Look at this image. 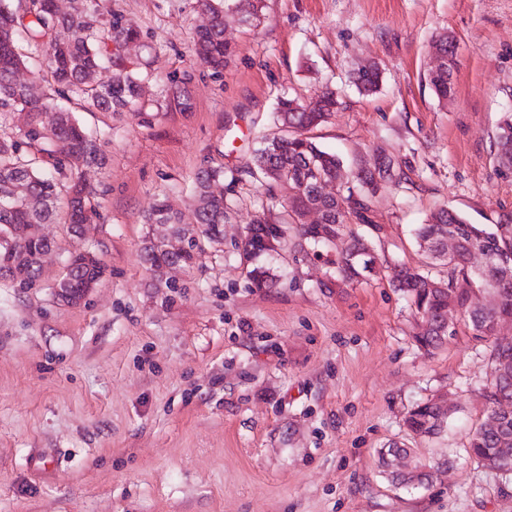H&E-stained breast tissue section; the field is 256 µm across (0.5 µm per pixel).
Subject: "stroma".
I'll return each instance as SVG.
<instances>
[{
  "label": "stroma",
  "mask_w": 512,
  "mask_h": 512,
  "mask_svg": "<svg viewBox=\"0 0 512 512\" xmlns=\"http://www.w3.org/2000/svg\"><path fill=\"white\" fill-rule=\"evenodd\" d=\"M106 4L138 25L123 54L150 78L129 112L67 101L106 157L78 171L99 217L76 238L58 214L41 228L54 246L39 280L0 279V512H512V475L469 455L490 410L491 343L459 315L455 336L421 348L422 317L390 284L397 265L447 279L414 238L431 213L489 224L512 211V177L493 164L512 113V0H262L258 20L226 13L234 55L219 76L194 55L208 20L197 0ZM442 33L456 41L445 101L426 80ZM369 64L382 82L363 94L352 74ZM325 87L340 104L311 138L348 172L395 158L397 178L369 223L344 225L328 247H286L276 284L253 287L242 231L264 206L289 218L284 187L246 168L278 97L309 103ZM206 167L234 179L224 240L155 276L143 242L173 233L145 216L163 200L195 225ZM356 234L378 270L345 283L336 258ZM79 250L105 274L69 305L55 284ZM440 398L443 430L409 435L408 412ZM384 448L410 449L432 481L392 483Z\"/></svg>",
  "instance_id": "obj_1"
}]
</instances>
